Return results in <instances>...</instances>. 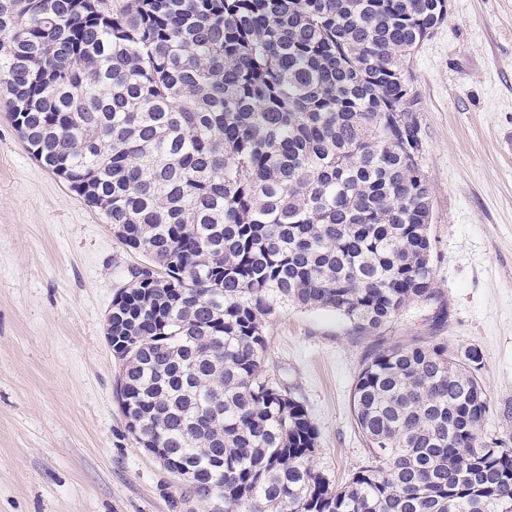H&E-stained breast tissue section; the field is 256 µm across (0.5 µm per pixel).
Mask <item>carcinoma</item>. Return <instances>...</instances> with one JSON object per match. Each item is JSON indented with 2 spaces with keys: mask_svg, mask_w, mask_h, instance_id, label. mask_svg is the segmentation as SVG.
I'll return each mask as SVG.
<instances>
[{
  "mask_svg": "<svg viewBox=\"0 0 512 512\" xmlns=\"http://www.w3.org/2000/svg\"><path fill=\"white\" fill-rule=\"evenodd\" d=\"M0 0V103L36 160L141 256L112 300L127 432L223 512H512L476 346L375 344L370 455L336 487L269 378L296 306L359 332L435 304L432 190L401 58L448 0Z\"/></svg>",
  "mask_w": 512,
  "mask_h": 512,
  "instance_id": "obj_1",
  "label": "carcinoma"
}]
</instances>
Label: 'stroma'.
<instances>
[{"mask_svg": "<svg viewBox=\"0 0 512 512\" xmlns=\"http://www.w3.org/2000/svg\"><path fill=\"white\" fill-rule=\"evenodd\" d=\"M406 76L445 323L433 329V306L414 304L359 332L336 312L291 307L266 328L265 367L306 406L310 465L335 485L369 455L351 395L379 342L478 346L485 432L512 447V0H448ZM137 259L32 156L0 104V512H208L137 447L116 398L106 317Z\"/></svg>", "mask_w": 512, "mask_h": 512, "instance_id": "1", "label": "stroma"}]
</instances>
